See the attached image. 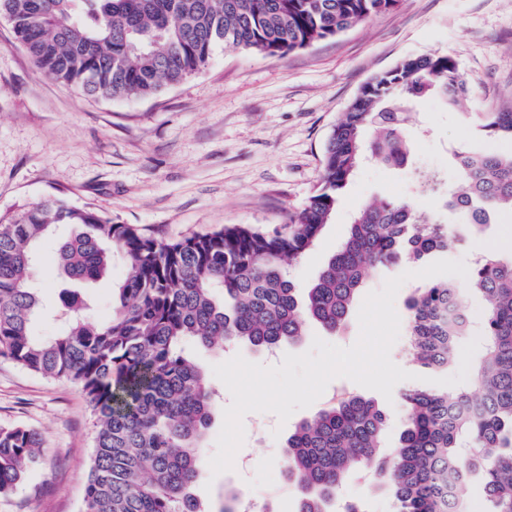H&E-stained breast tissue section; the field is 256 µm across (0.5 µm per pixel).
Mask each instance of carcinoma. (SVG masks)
<instances>
[{
  "instance_id": "1",
  "label": "carcinoma",
  "mask_w": 512,
  "mask_h": 512,
  "mask_svg": "<svg viewBox=\"0 0 512 512\" xmlns=\"http://www.w3.org/2000/svg\"><path fill=\"white\" fill-rule=\"evenodd\" d=\"M399 0H0V17L34 63L56 81L106 99L147 98L204 69L216 44L283 56L335 37ZM469 93L449 54L406 57L374 76L333 128L319 185L281 229L232 224L165 242L97 212L45 200L0 222V355L80 386L97 419L81 512H212L195 494L217 392L193 357L196 347L244 344L264 351L298 343L315 322L345 324L368 269L422 261L456 238L443 214L407 200H378L357 213L348 236L305 291L289 277L321 237L339 198L368 157L409 168L423 193L444 195L447 178L411 166L413 102L433 96L449 112ZM479 130L512 143V105L479 113ZM460 192L447 210L482 229L512 209V149L453 150ZM71 228L57 267L71 282L96 281L119 262L112 316L90 320L74 289L60 295L64 328L33 334L40 289L29 278L38 244ZM470 286L488 307L478 397L412 391L397 447L382 450L388 423L372 399L354 394L319 410L288 436L281 465L298 491L299 512H331L353 471L372 467L399 512H468L479 475L493 512H512V258L475 263ZM421 365L448 369L470 335L462 288L446 277L406 304ZM45 441L22 426L0 428V497L11 494ZM458 490L448 501V475Z\"/></svg>"
}]
</instances>
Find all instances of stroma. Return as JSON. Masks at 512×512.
<instances>
[{
    "label": "stroma",
    "mask_w": 512,
    "mask_h": 512,
    "mask_svg": "<svg viewBox=\"0 0 512 512\" xmlns=\"http://www.w3.org/2000/svg\"><path fill=\"white\" fill-rule=\"evenodd\" d=\"M452 55L470 82L456 113L433 98L423 100L414 121L417 161L452 172L448 150L466 144L494 149L478 129L477 115L494 103L512 102V0H400L338 36L283 56H265L217 45L209 65L150 99H96L63 85L39 69L0 20V221L47 199L93 208L143 234L176 242L229 224L272 229L300 212L316 189L327 138L362 87L408 56ZM413 199L422 210L433 200L401 171L369 163L341 196L316 245L293 269L309 287L349 233L353 214L377 199ZM462 244L450 260L472 262L479 253L512 258V212L499 213L483 233L460 224ZM57 246L42 244L33 270L43 310L39 339L61 329L59 295L66 283L51 263ZM390 357L409 372L392 400L346 379H333L314 405L296 411L278 436L258 440L263 413L245 415L238 457L261 470L270 451L323 407L330 394L350 391L382 404L390 418L386 447L402 431L400 395L433 390L432 370L416 364L404 340ZM216 404L200 457L195 492L212 508L233 507L242 483L237 471L212 475L208 465L223 424ZM40 433L45 448L13 494L0 497V512H80L96 432L95 415L73 383L27 370L0 357V428Z\"/></svg>",
    "instance_id": "35a3bbf8"
}]
</instances>
